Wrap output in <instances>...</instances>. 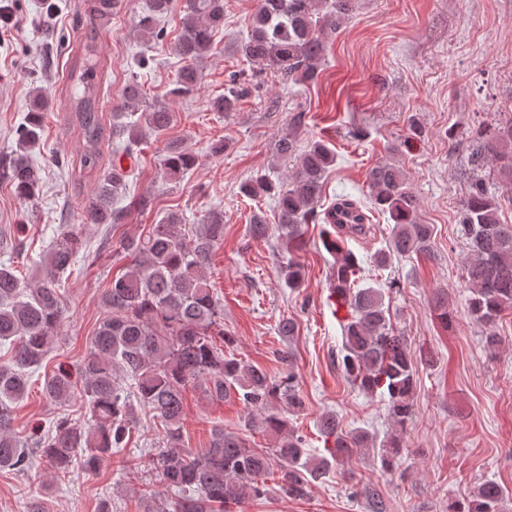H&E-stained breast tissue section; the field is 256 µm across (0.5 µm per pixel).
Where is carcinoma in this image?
Returning a JSON list of instances; mask_svg holds the SVG:
<instances>
[{
  "label": "carcinoma",
  "instance_id": "1",
  "mask_svg": "<svg viewBox=\"0 0 512 512\" xmlns=\"http://www.w3.org/2000/svg\"><path fill=\"white\" fill-rule=\"evenodd\" d=\"M354 0H257L248 36L236 53L249 65L270 69L296 83L312 82L326 52V39L347 20ZM172 0H151L137 27L145 43L162 31L155 27L167 14ZM182 31L176 52L183 60L172 97L197 91L200 74L195 63L211 51L214 37L224 26V0H181ZM97 43L94 31L85 33L83 55L70 78L74 84L71 109L81 131V167L93 172L102 168L100 97L97 85ZM243 96L236 86L214 97L215 112H234ZM143 98L139 84L123 92L124 111L112 115V140L126 139V146L140 143L143 132L158 135L173 122L164 106L139 111ZM47 102L42 94L33 100L18 131L19 151L0 161V172L14 185L20 199L33 200L42 187V171L25 150L39 143L41 112ZM473 164L467 194L458 210V232L469 244L464 267L469 284L468 309L473 319L492 325L512 308V224L500 218L498 197L490 193L479 171L484 162L499 164V173L512 189V125L488 137L470 142ZM277 155L297 156L296 174L275 186L260 175L243 182L240 192L252 199L276 191V207L284 253L278 273L286 288L302 283L301 265L292 257L298 249L302 225L317 219L330 227L323 240L332 255L331 292L342 330L338 360L347 378L359 389L387 397L394 432L381 444L382 466L395 468L403 450L402 436L412 419L415 365L405 336L391 323L385 291L358 287L361 265L348 247V238L369 231V216L361 204L348 197L322 213L315 204L335 154L323 141L312 142L302 153L288 137L276 144ZM197 164V157L181 142H171L163 158L164 173L178 178ZM127 174L119 165L101 176L94 193L81 207V223L113 227L124 224L128 212L115 207L127 191ZM369 196L374 208L389 215L392 236L387 247L371 257L376 270L392 266L393 258L430 252L433 228L417 219L418 202L403 171L383 163L369 173ZM249 234L256 240L267 236L262 212L252 214ZM224 240V215L210 211L191 233L182 232V218L175 212L141 232L123 233L107 247L113 256L128 261L126 270L112 279L103 296L108 310L81 364V380L65 374L45 378L43 393L51 402L71 399L80 393L91 424L84 427L66 416L55 418L46 433L31 443L12 433L13 404L28 393L31 374L50 352L63 321L65 304L59 282L85 249L82 236L63 229L53 236L37 264L34 284L0 266V468L27 474L38 452L52 473L66 474L77 454L82 465L94 471L100 462L124 447L137 424L134 405L152 414L164 431L166 447L151 458L156 475L168 488L179 492L169 502L151 488L138 497L140 512H236L249 499L269 493L267 476L278 474L279 492L289 498L307 495L311 486L329 475L355 449L369 441L365 431L346 433L335 416L324 417L320 433L333 440L329 457L317 458L305 448V440L292 432L275 448H251L246 440L224 428L211 432L210 445L201 450L184 447L183 393L198 385L211 400L238 399L248 410L244 427L250 432L286 431V415L300 412L304 400L292 370V357L280 353L288 374L275 378L264 369L246 363L214 342L224 345L233 338L224 333V312L206 279L205 269L214 249ZM505 489L486 481L471 499L451 503L448 512H500Z\"/></svg>",
  "mask_w": 512,
  "mask_h": 512
}]
</instances>
